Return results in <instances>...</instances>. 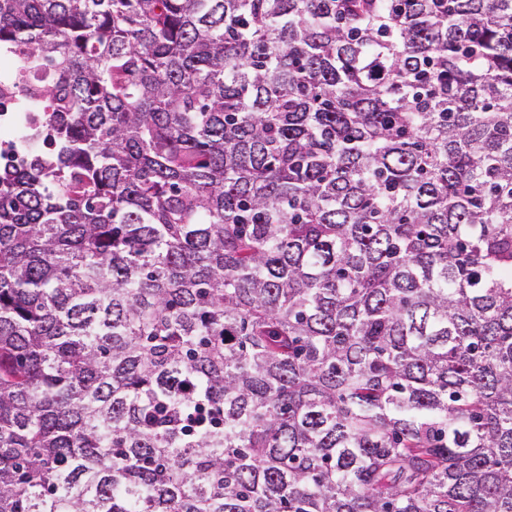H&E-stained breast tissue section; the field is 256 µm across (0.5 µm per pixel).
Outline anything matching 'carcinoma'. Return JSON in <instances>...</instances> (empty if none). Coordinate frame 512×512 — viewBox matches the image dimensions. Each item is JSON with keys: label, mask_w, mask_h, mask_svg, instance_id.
<instances>
[{"label": "carcinoma", "mask_w": 512, "mask_h": 512, "mask_svg": "<svg viewBox=\"0 0 512 512\" xmlns=\"http://www.w3.org/2000/svg\"><path fill=\"white\" fill-rule=\"evenodd\" d=\"M0 512H512V0H0ZM2 96L0 101L4 105V110L0 115V164L2 167L14 166L21 167L26 156L30 153L38 152L44 147L42 139L31 138L25 126L37 127L41 124V101L40 99H31V110L24 123L10 124L8 122L7 112L15 101L14 88L0 84Z\"/></svg>", "instance_id": "1"}]
</instances>
